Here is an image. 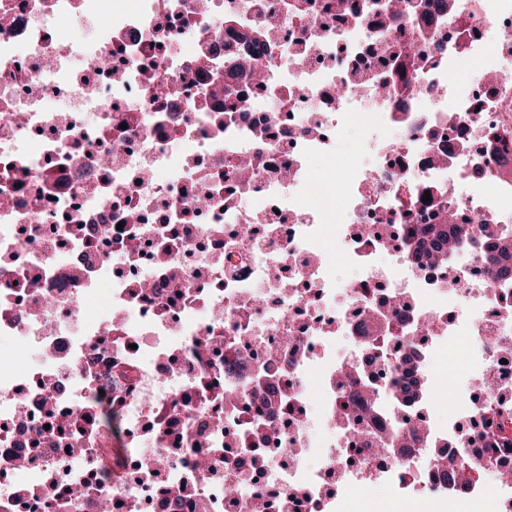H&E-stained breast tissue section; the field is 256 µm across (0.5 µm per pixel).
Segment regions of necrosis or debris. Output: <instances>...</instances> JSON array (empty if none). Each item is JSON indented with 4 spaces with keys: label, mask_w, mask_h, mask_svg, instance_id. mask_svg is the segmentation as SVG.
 Listing matches in <instances>:
<instances>
[{
    "label": "necrosis or debris",
    "mask_w": 512,
    "mask_h": 512,
    "mask_svg": "<svg viewBox=\"0 0 512 512\" xmlns=\"http://www.w3.org/2000/svg\"><path fill=\"white\" fill-rule=\"evenodd\" d=\"M312 2L301 21L291 0H209L204 11L198 0H0V256L20 258L0 266V339L13 344L0 348V512H99L104 499L113 512H239L228 485L261 496L265 512H335L338 488L371 483L403 487L406 512L434 499L499 512L512 500L511 482L463 490L436 478L432 446L383 452L396 433L387 409L361 420L359 442L330 413L340 391L358 390L339 389L342 371L383 370L416 346L432 379L431 357L451 339L512 411V294L484 267L483 241L457 250L452 277L403 242L405 225L435 222L423 200L434 186L462 214L512 223V175L487 192L471 177L498 169L491 131H508L512 160V47L498 36L512 0H451L452 19L427 24L369 0ZM256 25L277 31L259 85L239 66ZM212 43L222 52L205 56ZM413 43L426 65L404 92L380 95ZM109 54L114 71L85 70ZM241 93L250 109L216 127L213 113ZM353 127L355 161L332 178L315 172L312 159ZM242 224L256 225L252 240ZM361 225L373 235L358 236ZM175 229L180 243L157 265ZM338 260L353 279L333 277ZM34 271L35 291L24 286ZM142 279L149 294L132 289ZM396 295L408 299L400 315ZM94 297L104 309L92 318ZM459 306L465 321L449 324ZM425 321L438 327L415 342ZM201 336L218 339L221 387L199 386ZM47 395L62 414L119 398L124 449L104 426L76 452L26 448ZM173 403L190 420L180 445L146 430ZM253 422L267 437L249 448ZM148 456L165 466L132 469ZM198 457L204 473L183 466Z\"/></svg>",
    "instance_id": "4bbe7bcc"
}]
</instances>
